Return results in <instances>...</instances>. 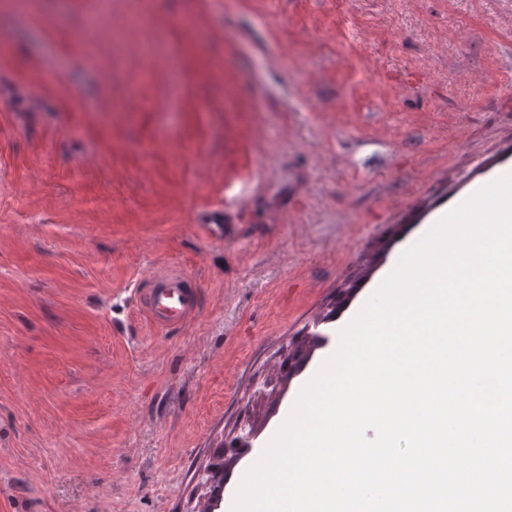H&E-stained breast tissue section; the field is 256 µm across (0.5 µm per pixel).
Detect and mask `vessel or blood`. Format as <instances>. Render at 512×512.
<instances>
[{
	"mask_svg": "<svg viewBox=\"0 0 512 512\" xmlns=\"http://www.w3.org/2000/svg\"><path fill=\"white\" fill-rule=\"evenodd\" d=\"M193 278L188 271L167 269L150 277L146 310L154 324L182 326L198 311Z\"/></svg>",
	"mask_w": 512,
	"mask_h": 512,
	"instance_id": "b4317fda",
	"label": "vessel or blood"
}]
</instances>
